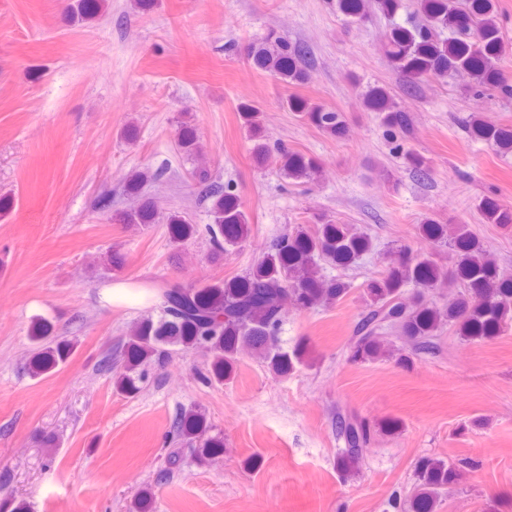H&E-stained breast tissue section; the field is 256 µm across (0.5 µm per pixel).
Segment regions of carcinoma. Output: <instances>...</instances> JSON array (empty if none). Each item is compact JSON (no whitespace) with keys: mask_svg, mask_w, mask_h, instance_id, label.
<instances>
[{"mask_svg":"<svg viewBox=\"0 0 512 512\" xmlns=\"http://www.w3.org/2000/svg\"><path fill=\"white\" fill-rule=\"evenodd\" d=\"M341 12L358 22L368 13L369 0H338ZM103 0H74L70 4L72 22L83 24L96 19ZM417 20L391 28L386 54L398 71L412 84L444 80L460 69L467 70L477 88L497 92L512 102V84L496 66L504 49L494 0H416ZM447 29L443 39L439 31ZM247 59L258 69L271 73L284 84H303L310 77L308 49L274 32L246 48ZM362 97L368 111L377 114L387 131L407 135L410 118L380 86H367ZM288 110L310 122L322 132L342 137L347 120L342 112L310 103L298 97L286 100ZM239 112L248 137L254 141L252 155L264 164L280 162L283 174L294 181L312 183L320 166L306 155L293 152L264 138L259 107L243 103ZM469 133L503 154L512 153V128L486 121L474 113L467 121ZM179 150L193 156L201 152L192 128L183 125ZM406 164L425 178L430 174L426 158L409 151ZM161 176L148 169L131 173L127 190L136 193L140 186ZM202 186V196L210 201L211 223L205 225L213 261L224 259L250 235V224L239 195L232 185L213 180L204 169L194 171ZM479 208L490 224L512 231V208L484 197ZM159 219L157 206L142 202L126 211L121 222L148 227ZM171 234L184 240L195 233V226L179 214L167 215ZM424 239L448 248L451 263L444 266L427 253L412 255L398 249L385 268L363 289L364 309L348 357L353 362L374 361L392 356V340L404 341L410 355L397 349V362H410V356L434 348L435 340L446 330L466 343H480L499 335L503 324L512 321V276L506 275L490 252L466 224L448 227L433 216H426L418 227ZM374 248L372 238L322 216L311 232L275 238L246 274L222 285H199L162 291L157 321L143 319L130 330L125 351L113 360L99 361L101 371H116L117 391L134 395L138 382L146 377V367L167 360L177 347L192 348L208 357L206 382H222L231 377L239 357L257 356L275 374L286 377L304 361L303 350L288 351L278 344L284 321L279 305L286 297L302 309L330 306L351 291V284L328 278L320 262L348 267ZM451 287L448 298L435 299L438 288ZM42 348L30 363L33 375L55 369L70 353L67 344L38 337ZM167 470L176 468L184 443L196 446L197 459L211 464L222 455L224 440L206 436L205 416L194 409L182 410L174 419ZM339 428L346 447L337 457V467L351 470L362 462L373 440L371 426L356 417H342ZM468 461L422 457L415 465V481L407 499V512H436L439 503L463 479Z\"/></svg>","mask_w":512,"mask_h":512,"instance_id":"1","label":"carcinoma"}]
</instances>
